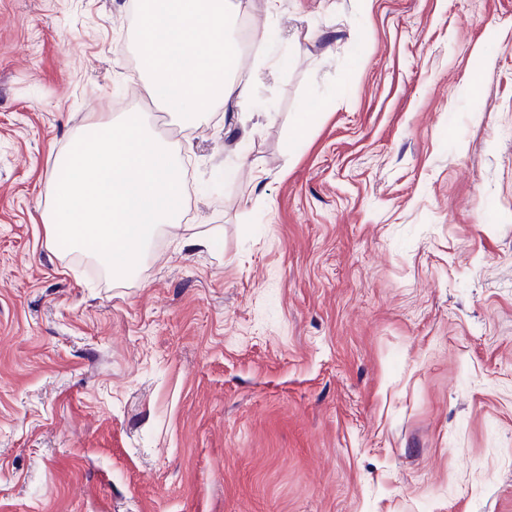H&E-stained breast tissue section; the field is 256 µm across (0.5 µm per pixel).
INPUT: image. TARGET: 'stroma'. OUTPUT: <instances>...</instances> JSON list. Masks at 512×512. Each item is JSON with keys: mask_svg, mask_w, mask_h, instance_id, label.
<instances>
[{"mask_svg": "<svg viewBox=\"0 0 512 512\" xmlns=\"http://www.w3.org/2000/svg\"><path fill=\"white\" fill-rule=\"evenodd\" d=\"M233 5L256 99L184 128L129 0H0V512H512V0ZM122 100L210 245L114 279L43 214Z\"/></svg>", "mask_w": 512, "mask_h": 512, "instance_id": "obj_1", "label": "stroma"}]
</instances>
